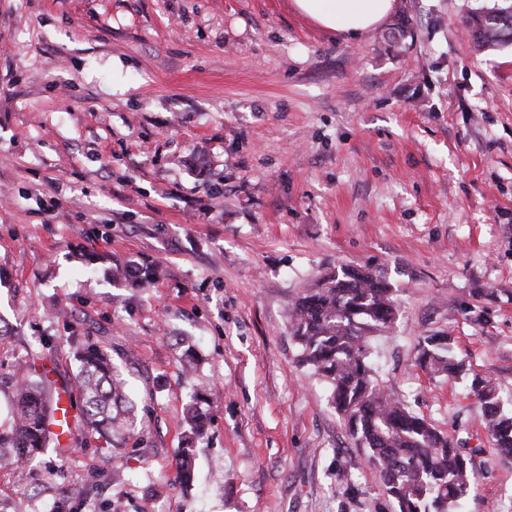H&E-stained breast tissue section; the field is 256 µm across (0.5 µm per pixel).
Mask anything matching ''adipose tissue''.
I'll return each instance as SVG.
<instances>
[{
    "label": "adipose tissue",
    "mask_w": 512,
    "mask_h": 512,
    "mask_svg": "<svg viewBox=\"0 0 512 512\" xmlns=\"http://www.w3.org/2000/svg\"><path fill=\"white\" fill-rule=\"evenodd\" d=\"M293 5L318 26L348 40L378 28L396 0H293Z\"/></svg>",
    "instance_id": "adipose-tissue-1"
}]
</instances>
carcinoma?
<instances>
[{
  "label": "carcinoma",
  "mask_w": 512,
  "mask_h": 512,
  "mask_svg": "<svg viewBox=\"0 0 512 512\" xmlns=\"http://www.w3.org/2000/svg\"><path fill=\"white\" fill-rule=\"evenodd\" d=\"M484 14L492 22L481 24L471 16L466 21L475 48L512 47V0H491ZM115 276L143 285L152 272L123 267L115 270ZM397 315L393 288L381 275L368 268L341 266L291 303L290 325L302 349V364L327 382L331 404L362 450L363 462L379 473L396 512H458L476 486L471 459L373 376L370 340L390 332ZM76 360L79 415L53 439L49 426L60 395L53 392L49 370L28 360L15 371L8 391L12 422L0 431V467L24 469L49 445L61 447L62 435L68 448L87 435L112 447L124 433L136 429L137 408L112 357L95 346H83ZM415 360L432 377L466 382L480 406L491 445L512 455V409L504 406L493 377L469 373L447 335L423 337ZM215 399L213 391L192 397L186 412L189 438L203 435L207 422L203 405ZM178 472L183 482L192 481L191 449H181Z\"/></svg>",
  "instance_id": "cac0c4a2"
}]
</instances>
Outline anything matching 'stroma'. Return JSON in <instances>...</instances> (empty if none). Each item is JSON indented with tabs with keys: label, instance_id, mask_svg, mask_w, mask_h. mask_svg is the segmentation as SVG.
<instances>
[{
	"label": "stroma",
	"instance_id": "obj_1",
	"mask_svg": "<svg viewBox=\"0 0 512 512\" xmlns=\"http://www.w3.org/2000/svg\"><path fill=\"white\" fill-rule=\"evenodd\" d=\"M397 3L400 53L390 24L347 41L291 0H0V424L19 363L70 385L87 343L140 420L0 470V512H393L289 325L343 265L395 290L376 379L471 453L462 512H512L474 397L414 363L449 333L512 401V48L475 52L482 0ZM196 389L222 398L186 488Z\"/></svg>",
	"mask_w": 512,
	"mask_h": 512
}]
</instances>
